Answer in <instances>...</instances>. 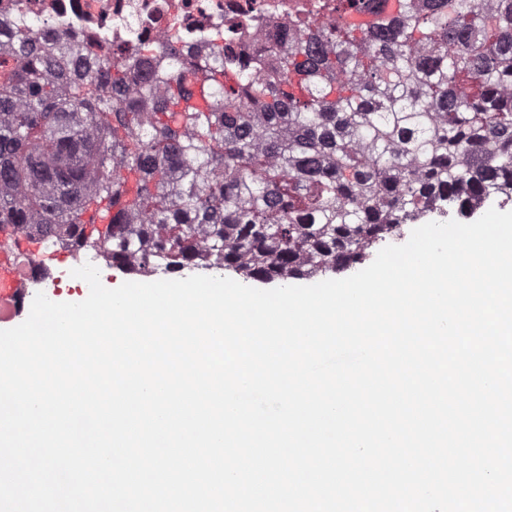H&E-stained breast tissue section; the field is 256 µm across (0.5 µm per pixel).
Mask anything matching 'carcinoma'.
<instances>
[{
	"instance_id": "obj_1",
	"label": "carcinoma",
	"mask_w": 512,
	"mask_h": 512,
	"mask_svg": "<svg viewBox=\"0 0 512 512\" xmlns=\"http://www.w3.org/2000/svg\"><path fill=\"white\" fill-rule=\"evenodd\" d=\"M396 2L386 27L301 32L275 80L222 52L169 46L157 70L17 35L0 231L270 283L361 264L441 199L512 191V0Z\"/></svg>"
}]
</instances>
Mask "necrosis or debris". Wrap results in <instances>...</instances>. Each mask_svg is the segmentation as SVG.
Returning <instances> with one entry per match:
<instances>
[{
    "mask_svg": "<svg viewBox=\"0 0 512 512\" xmlns=\"http://www.w3.org/2000/svg\"><path fill=\"white\" fill-rule=\"evenodd\" d=\"M335 18L336 0H0V48L17 32L86 41L114 63L147 46L163 60L173 41L195 55L221 45L270 63L291 32Z\"/></svg>",
    "mask_w": 512,
    "mask_h": 512,
    "instance_id": "4bbe7bcc",
    "label": "necrosis or debris"
}]
</instances>
